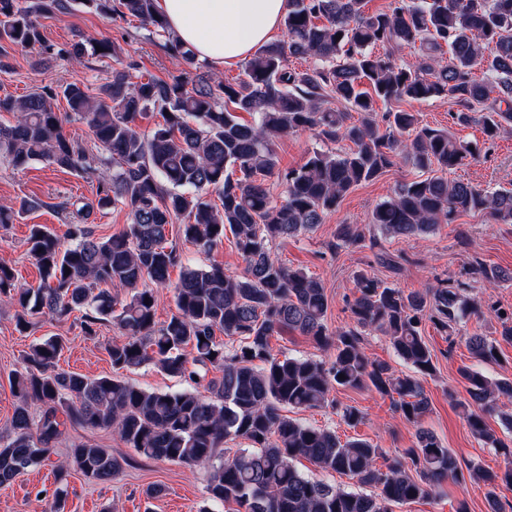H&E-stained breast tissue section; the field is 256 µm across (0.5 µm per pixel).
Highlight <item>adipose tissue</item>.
<instances>
[{"label": "adipose tissue", "instance_id": "obj_1", "mask_svg": "<svg viewBox=\"0 0 512 512\" xmlns=\"http://www.w3.org/2000/svg\"><path fill=\"white\" fill-rule=\"evenodd\" d=\"M169 29L216 69L249 58L269 42L287 0H156Z\"/></svg>", "mask_w": 512, "mask_h": 512}]
</instances>
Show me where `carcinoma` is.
Masks as SVG:
<instances>
[{"instance_id": "1", "label": "carcinoma", "mask_w": 512, "mask_h": 512, "mask_svg": "<svg viewBox=\"0 0 512 512\" xmlns=\"http://www.w3.org/2000/svg\"><path fill=\"white\" fill-rule=\"evenodd\" d=\"M365 5L288 0L282 22L287 39L259 49L244 62L243 78L229 84L171 34L155 0H0V69L9 51L19 48L57 52L80 64L88 44L119 64L94 97L78 83L0 96V112L15 117L12 125L0 124V161L15 169L46 161L95 176L98 206L124 211L129 219L122 231L97 236L83 222L91 205L77 200L63 206L74 207L82 219L68 225L67 242L32 225L28 253L41 284L22 287L14 269L1 263L0 299L16 308L21 331L35 315L60 321L74 311L81 312L88 335L111 322L123 335L107 348L113 370L153 365L186 384L180 391L155 392L110 376L58 372L63 341L44 340L12 377L17 405L9 434L0 436V485L50 460L67 427L81 426L110 429L146 457L187 466L213 463L228 439L246 441L248 447L214 466L209 485L213 501L244 512H392L395 505L431 496L444 481L467 478L487 487V512H502L498 489L512 487V446L488 426L486 415L496 414L512 437V379H491L472 366L459 369L470 397L461 404L463 417L476 439L509 457L503 471L462 469L437 435L421 426L429 402L420 377L435 372L422 320L455 341L460 323L480 313L465 284L405 294L358 271L350 305L354 326L332 331L321 281L272 255L273 244L312 232L352 189L378 179L400 158L428 176L404 182L375 207L371 223L383 234H431L468 212L512 224V189L447 177L465 159L480 156L482 147L422 124L414 112L391 108L381 114L377 107L380 101L448 97L457 105L452 124L479 125L484 142H493L512 126V0H390L372 13ZM78 8L112 22H139L164 38L169 56L198 71L196 80L134 81L135 64L123 63V49L103 35L81 36L54 50L40 18ZM406 49L415 50L414 59H396L394 53ZM290 57L306 66H289ZM59 96L91 131L103 171L96 172L88 149L64 133L52 103ZM333 100L346 111L332 108ZM150 112L163 123L145 135L137 122ZM242 112L252 121L243 120ZM352 112L358 115L354 122ZM306 130L349 146L315 151L301 166L280 169L276 139ZM274 184L282 187L277 196ZM213 193L216 203L208 198ZM180 218L184 222L175 225ZM172 234L204 251L232 236L244 273L184 263ZM363 241L352 225L340 224L331 248ZM175 266L181 268L176 313L159 323V289L169 286ZM476 273L491 287L512 281V271L502 268L480 265ZM364 330L388 337L412 373L397 374L369 360L360 346ZM279 332H297L332 350L331 361L279 358L270 346ZM465 343L477 362H498L496 341L473 334ZM337 387L392 398L395 410L417 426L407 461L395 460L383 471L375 466L383 449L370 441H343L330 428L282 414L284 407L320 408ZM298 458L349 477L358 489L302 474L294 465ZM71 467L102 482L123 469L108 449L88 443L75 445L70 459L55 466L57 483L67 480Z\"/></svg>"}]
</instances>
